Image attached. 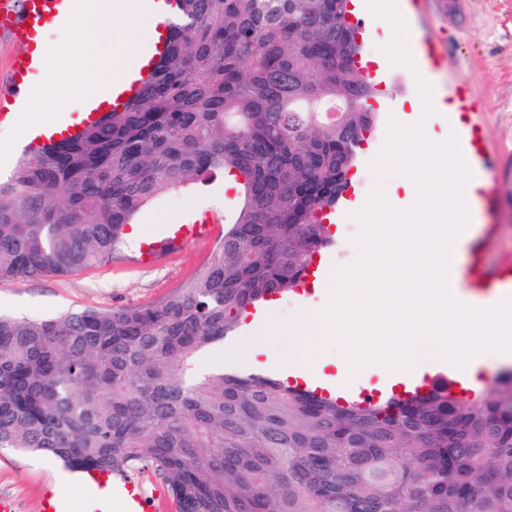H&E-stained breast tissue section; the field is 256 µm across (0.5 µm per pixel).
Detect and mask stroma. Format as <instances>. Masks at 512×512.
<instances>
[{
    "label": "stroma",
    "mask_w": 512,
    "mask_h": 512,
    "mask_svg": "<svg viewBox=\"0 0 512 512\" xmlns=\"http://www.w3.org/2000/svg\"><path fill=\"white\" fill-rule=\"evenodd\" d=\"M416 39L432 40L441 58L438 74L463 80L483 106V134L491 155L482 166L484 195L474 197V226L491 230L492 244L482 260L486 267L512 265V0H420L405 19ZM386 93L396 101L394 117L404 124L423 121L426 136L444 139L438 116L421 119L409 100L414 91L406 67L389 71ZM223 179L197 192H167L154 199L134 220L139 233L127 236L119 254L87 269L65 275L0 279V315L42 319L85 308L110 310L154 302L190 280L207 261L224 230ZM205 221V236L193 239L161 260L147 263L140 249L168 233L171 225ZM308 301L288 294L270 302L260 324L284 334L301 323L311 334ZM55 489L66 512H86L81 473L46 461L39 453L0 448V497L14 512H39L47 489Z\"/></svg>",
    "instance_id": "35a3bbf8"
}]
</instances>
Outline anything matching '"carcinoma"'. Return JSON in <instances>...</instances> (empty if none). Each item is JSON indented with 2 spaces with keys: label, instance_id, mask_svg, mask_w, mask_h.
I'll return each instance as SVG.
<instances>
[{
  "label": "carcinoma",
  "instance_id": "carcinoma-1",
  "mask_svg": "<svg viewBox=\"0 0 512 512\" xmlns=\"http://www.w3.org/2000/svg\"><path fill=\"white\" fill-rule=\"evenodd\" d=\"M135 99L0 181V277L118 252L159 195L235 176L211 257L141 306L0 316V448L150 472L179 512H512V374L375 403L197 357L298 288L377 115L349 0H178Z\"/></svg>",
  "mask_w": 512,
  "mask_h": 512
}]
</instances>
